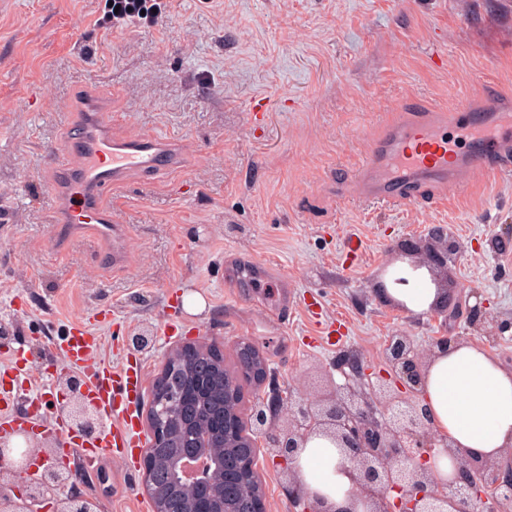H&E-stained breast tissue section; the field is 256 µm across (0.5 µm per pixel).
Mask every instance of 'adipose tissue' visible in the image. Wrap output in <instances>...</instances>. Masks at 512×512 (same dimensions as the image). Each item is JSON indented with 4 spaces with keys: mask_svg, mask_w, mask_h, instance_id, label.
<instances>
[{
    "mask_svg": "<svg viewBox=\"0 0 512 512\" xmlns=\"http://www.w3.org/2000/svg\"><path fill=\"white\" fill-rule=\"evenodd\" d=\"M420 399L452 448L496 461L512 450V367L483 346L456 341L436 349L422 375ZM338 458L331 440L315 437L300 452L298 468L310 491L341 506L349 480L337 472Z\"/></svg>",
    "mask_w": 512,
    "mask_h": 512,
    "instance_id": "1",
    "label": "adipose tissue"
}]
</instances>
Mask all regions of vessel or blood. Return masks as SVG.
I'll list each match as a JSON object with an SVG mask.
<instances>
[{"instance_id":"obj_1","label":"vessel or blood","mask_w":512,"mask_h":512,"mask_svg":"<svg viewBox=\"0 0 512 512\" xmlns=\"http://www.w3.org/2000/svg\"><path fill=\"white\" fill-rule=\"evenodd\" d=\"M180 157V145L166 137L114 135L109 106L99 99L85 100L53 166L54 247L60 250L70 238L91 235L108 244L113 264H121L128 228L112 212L113 190L135 176L169 175ZM475 172L512 177V113L480 114L464 101L450 113L419 105L409 120L388 125L373 143L360 174L359 196L372 204H404L414 188L455 190ZM101 348V337L79 322L59 349L66 366L84 373L105 423L101 435L74 441L39 404L28 405L22 417L0 414V432L25 428L60 440L64 455L78 454L88 473L102 456L122 461L135 453L141 446L137 404L144 368L137 359L117 366L98 361ZM28 381L29 360L25 352L15 351L11 364L0 372V399L10 400L14 389Z\"/></svg>"}]
</instances>
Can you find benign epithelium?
<instances>
[{"label":"benign epithelium","instance_id":"benign-epithelium-1","mask_svg":"<svg viewBox=\"0 0 512 512\" xmlns=\"http://www.w3.org/2000/svg\"><path fill=\"white\" fill-rule=\"evenodd\" d=\"M239 346L247 352L254 382L261 386L270 377L260 350L249 341ZM388 370L363 369L354 358L341 355L336 371L345 383L323 397L283 398L275 393L255 402L249 423L240 413L236 376L224 381V413L213 417L210 426L198 432V449L182 455L178 478L194 488L196 497L188 512H207L219 506L223 512H242L227 489L239 480V471L256 474V456L243 459L240 467L224 463V482L212 480L214 464L202 454L212 436L224 434V457L256 438L298 476L299 450L313 436L323 435L340 450V469L351 487L348 505L327 504L324 497L307 490L296 499L299 512H499L512 501V461H493L452 449L433 429L427 407L419 400L424 353L407 336L391 337L385 347ZM62 403L57 410L70 435L91 439L103 428L98 407L89 400L82 376L66 372L59 376ZM167 403L148 405L146 420L170 414L179 398L177 381L169 379ZM288 411V428L277 431L272 421L281 410ZM57 445L38 440L26 430L0 434V512H98L92 499L64 495L62 489L77 478L76 471L59 461ZM454 459L452 475L442 478L435 470L439 452ZM44 459L43 469L32 472L33 461ZM145 492L155 484L154 462L145 453L140 458Z\"/></svg>","mask_w":512,"mask_h":512}]
</instances>
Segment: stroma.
Masks as SVG:
<instances>
[{"label":"stroma","mask_w":512,"mask_h":512,"mask_svg":"<svg viewBox=\"0 0 512 512\" xmlns=\"http://www.w3.org/2000/svg\"><path fill=\"white\" fill-rule=\"evenodd\" d=\"M112 26L109 0H0V327L24 348L26 395L59 404L52 370L75 321L103 339L102 360L127 355L150 330L146 382L187 344L216 346L235 371V346L256 345L274 386L241 382V412L257 398L332 389L337 355L386 369L388 337L428 349L442 331L512 366V180L472 178L444 205L432 190L391 207L357 200L369 145L410 101L475 111L512 106V0H155ZM269 99L263 119L249 102ZM112 100V130L185 142L179 171L133 179L112 194L129 228L120 266L104 244L72 238L53 250L51 166L75 100ZM451 234L433 277L481 324L441 328L384 296L412 279L402 241L433 247ZM200 293L199 314L170 309ZM342 321L321 336L305 303ZM268 512H294L298 488L258 447ZM101 512H153L141 469L103 457L68 485Z\"/></svg>","instance_id":"obj_1"}]
</instances>
